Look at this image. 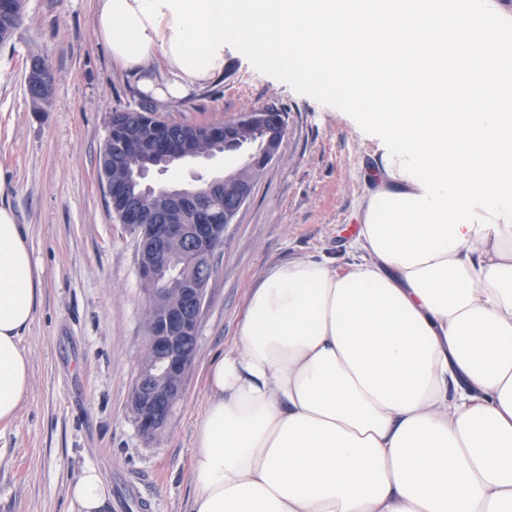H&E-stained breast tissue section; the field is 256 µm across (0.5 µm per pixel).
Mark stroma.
Masks as SVG:
<instances>
[{"label":"stroma","instance_id":"35a3bbf8","mask_svg":"<svg viewBox=\"0 0 512 512\" xmlns=\"http://www.w3.org/2000/svg\"><path fill=\"white\" fill-rule=\"evenodd\" d=\"M96 0H25L0 43V171L42 275L22 347L30 387L0 424V512H78L69 489L87 467L104 476V512H191L189 466L209 398L205 373L236 334L246 293L272 264L347 260L356 212L381 165L378 140L341 101L289 73L224 52V76L181 101L142 93L96 37ZM54 75L46 108L26 89L31 55ZM265 105L287 115L279 157L224 231L193 367L159 441L128 411L144 349L137 242L112 210L99 156L113 112L150 106L170 121L230 122Z\"/></svg>","mask_w":512,"mask_h":512}]
</instances>
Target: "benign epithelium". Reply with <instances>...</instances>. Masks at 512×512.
I'll use <instances>...</instances> for the list:
<instances>
[{
    "mask_svg": "<svg viewBox=\"0 0 512 512\" xmlns=\"http://www.w3.org/2000/svg\"><path fill=\"white\" fill-rule=\"evenodd\" d=\"M27 84L34 103L41 108L47 106L53 84L36 55L30 58ZM276 111L277 108L268 105L249 110L222 127L189 122L182 127V134L171 138L160 137L156 130L132 122L126 126L124 144L102 154L101 171L109 190L112 170L126 168L129 150L146 144L152 147L149 156L127 172V182L120 183L125 205L118 213L120 223L137 236L139 278L149 284L144 290L147 342L138 359L129 400V412L141 435L148 440L161 437L172 409L183 397L197 348V326L214 273L215 249L209 244L224 241L227 225L234 223L264 170L278 158L286 122L280 120ZM201 137L213 144L211 151L200 154L189 149ZM240 154L246 155L250 163L249 175L233 195H222V181L218 177L203 189L211 197L224 196V223H211L209 213L195 205V199L187 195L183 186L164 189L166 205L161 209L147 210L141 206V198L157 190L150 178L153 172ZM175 241L194 253L195 262L180 275L179 287L168 288L164 281Z\"/></svg>",
    "mask_w": 512,
    "mask_h": 512,
    "instance_id": "benign-epithelium-1",
    "label": "benign epithelium"
}]
</instances>
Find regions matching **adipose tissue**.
<instances>
[{
  "label": "adipose tissue",
  "mask_w": 512,
  "mask_h": 512,
  "mask_svg": "<svg viewBox=\"0 0 512 512\" xmlns=\"http://www.w3.org/2000/svg\"><path fill=\"white\" fill-rule=\"evenodd\" d=\"M94 32L166 101L222 76L234 40L386 150L352 260L269 267L212 360L192 512H512V29L484 0H97ZM40 284L0 204V423L29 389ZM69 492L108 499L92 467Z\"/></svg>",
  "instance_id": "obj_1"
}]
</instances>
